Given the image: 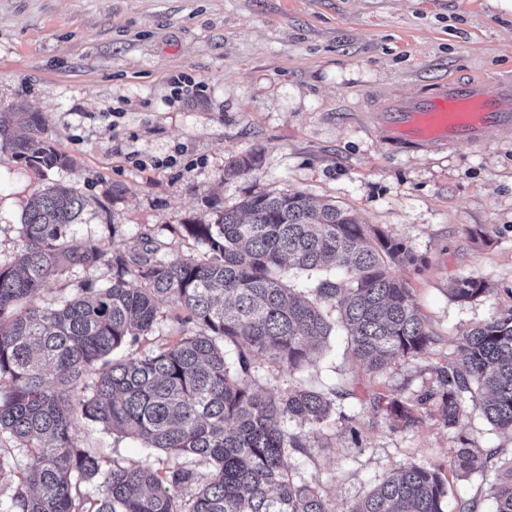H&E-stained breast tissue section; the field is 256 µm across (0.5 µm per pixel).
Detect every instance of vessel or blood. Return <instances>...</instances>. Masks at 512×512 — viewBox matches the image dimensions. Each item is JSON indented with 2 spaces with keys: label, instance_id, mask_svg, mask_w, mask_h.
Returning a JSON list of instances; mask_svg holds the SVG:
<instances>
[{
  "label": "vessel or blood",
  "instance_id": "obj_1",
  "mask_svg": "<svg viewBox=\"0 0 512 512\" xmlns=\"http://www.w3.org/2000/svg\"><path fill=\"white\" fill-rule=\"evenodd\" d=\"M489 127L512 134V79L495 86L474 77L426 84L421 97L385 105L377 129L387 143L415 148L472 144Z\"/></svg>",
  "mask_w": 512,
  "mask_h": 512
}]
</instances>
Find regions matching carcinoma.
I'll list each match as a JSON object with an SVG mask.
<instances>
[{"label": "carcinoma", "mask_w": 512, "mask_h": 512, "mask_svg": "<svg viewBox=\"0 0 512 512\" xmlns=\"http://www.w3.org/2000/svg\"><path fill=\"white\" fill-rule=\"evenodd\" d=\"M13 124L26 134L11 135ZM1 145L28 166L67 165L30 105L0 118ZM258 163L256 154L234 157L226 174ZM86 206L62 182L37 191L22 214L18 259L0 266V434L36 459L9 512H334L317 487L289 474L288 449L307 453L309 436L286 428L292 421L323 428L333 400L296 385L277 396L255 391L252 358L263 355L290 374L335 328L347 336L346 355L372 371L424 355L433 334L395 272L417 266L418 256L335 203L248 192L214 220L183 225L205 248L203 258L166 261L153 257L156 247L149 257L114 256L111 284H86L56 306L33 304L50 281L103 258L73 229ZM448 293L462 304L491 289L457 277ZM165 305L185 312L183 336L144 357L121 356L152 331ZM458 343L461 356L434 369L436 390L399 400L346 381L335 394L369 404L395 428L412 426L427 407L455 428L478 395L485 419L512 432V307ZM97 425L177 465L163 475L119 464L103 473L79 436ZM199 461L209 467L203 480L193 468ZM450 467L495 471L494 512H512V456L464 437ZM94 480L98 496L88 509L83 486ZM447 498L441 468L402 464L344 512H446Z\"/></svg>", "instance_id": "obj_1"}]
</instances>
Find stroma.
I'll return each mask as SVG.
<instances>
[{
    "label": "stroma",
    "mask_w": 512,
    "mask_h": 512,
    "mask_svg": "<svg viewBox=\"0 0 512 512\" xmlns=\"http://www.w3.org/2000/svg\"><path fill=\"white\" fill-rule=\"evenodd\" d=\"M510 74L512 0H0V112L35 106L69 160L36 168L0 151V264L16 261L33 194L57 180L87 199L75 229L105 256L48 283L40 306L110 283L113 256L148 238L159 258L202 257L183 225L235 208L246 192L330 200L419 256L396 273L437 342L372 372L345 360L334 332L289 376L256 356L254 387L328 390L356 377L413 397L457 357L463 331L512 306V141L490 132L475 145L405 150L387 144L371 116L385 99L450 75L493 84ZM177 78L183 98L174 104ZM250 153L260 156L253 169L226 176L231 157ZM458 276L485 281L490 295L451 300ZM336 410L308 454L288 457L294 480L318 487L336 512L398 465H447L461 437L512 451V434L472 405L457 427L422 411L407 430L347 399ZM79 436L105 471L146 464L162 474L175 464L99 426ZM447 478L449 500L479 496L482 512H493V473Z\"/></svg>",
    "instance_id": "1"
}]
</instances>
